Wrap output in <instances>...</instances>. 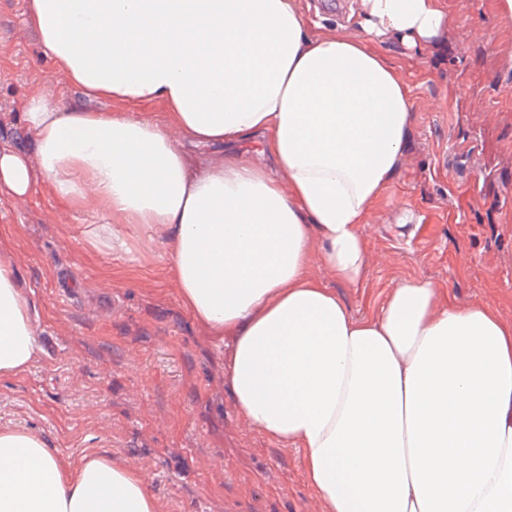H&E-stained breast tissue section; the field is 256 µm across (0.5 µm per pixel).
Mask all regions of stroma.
I'll use <instances>...</instances> for the list:
<instances>
[{
    "label": "stroma",
    "mask_w": 512,
    "mask_h": 512,
    "mask_svg": "<svg viewBox=\"0 0 512 512\" xmlns=\"http://www.w3.org/2000/svg\"><path fill=\"white\" fill-rule=\"evenodd\" d=\"M32 0H0V151L34 155L32 97L115 110L82 95L45 57ZM345 0H298L312 36L338 30ZM449 25L417 50L374 48L412 89L410 147L363 236L371 274L336 289L352 317L377 310L400 280L449 289L512 320V19L501 0H440ZM27 195L0 187V242L30 294L42 352L0 378V427L47 440L62 460L105 453L138 470L159 512H324L301 452L268 440L237 410L225 359L181 306L162 230L122 229L123 252L92 250L100 206L62 205L39 165Z\"/></svg>",
    "instance_id": "obj_1"
}]
</instances>
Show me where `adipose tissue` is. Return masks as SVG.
<instances>
[{
	"label": "adipose tissue",
	"mask_w": 512,
	"mask_h": 512,
	"mask_svg": "<svg viewBox=\"0 0 512 512\" xmlns=\"http://www.w3.org/2000/svg\"><path fill=\"white\" fill-rule=\"evenodd\" d=\"M360 34L311 36L296 0H32L45 55L119 112L32 100L26 127L59 202L121 230L165 231L180 300L216 342L246 420L302 452L324 512H512V322L459 306L429 280L399 283L350 317L311 269L368 277L362 226L397 178L413 121L408 84L370 41L414 48L448 23L439 0H351ZM167 109L164 124L138 106ZM260 137L272 169L228 156L200 172L188 146ZM32 301L0 247V377L40 352ZM0 512H158L111 456L66 463L0 429Z\"/></svg>",
	"instance_id": "ef3b65f1"
}]
</instances>
